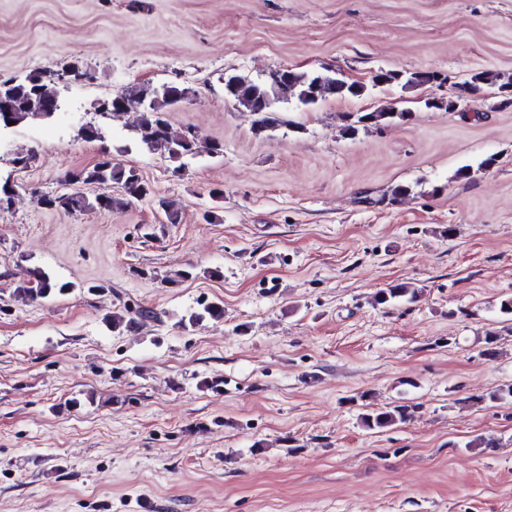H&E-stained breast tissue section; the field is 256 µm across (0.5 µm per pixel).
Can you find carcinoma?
Here are the masks:
<instances>
[{
  "mask_svg": "<svg viewBox=\"0 0 512 512\" xmlns=\"http://www.w3.org/2000/svg\"><path fill=\"white\" fill-rule=\"evenodd\" d=\"M431 73L416 71L402 73L398 71L379 72L384 84H399L403 88L423 86L430 80ZM61 74L51 71H39L31 74L30 79L14 85V93L6 105L0 104V112L8 110L13 125L18 126L31 120H47L52 114L45 107L56 97V85ZM167 91L155 92L148 84L132 86L127 92L109 99L106 115L117 117L135 115L131 125L133 139L151 151L160 153L174 164L173 172L179 173L185 166V160L201 153L219 155L224 145L218 141L201 139L197 132L187 127L181 132H173L166 118L167 112L175 108L177 97L184 94L188 87L175 82L167 83ZM486 87L498 89L501 97L512 101V78L504 79L492 70L473 73L470 79L457 85L458 97H473ZM366 85L359 81H348L342 77L317 71L288 69V78L274 83L272 79L253 80L241 74H229L224 79V95L234 100L243 110L254 116V131L257 134L272 131L285 124L274 111L278 102L293 101L303 107H313L331 97H359L365 93ZM407 112L378 110L359 113L344 128L345 135L353 137L359 128L381 126L395 120L405 121ZM64 182L72 188L62 192L33 196L37 205L64 213L89 210L112 211L131 205L151 195L149 184L133 166L115 161L112 151H103L90 166L77 169L64 177ZM96 188L91 195L84 187ZM120 188L121 196L112 195V188ZM75 285L52 277L43 267L33 265L23 269V273L14 281L12 296L24 301L34 302L69 294ZM420 289L410 282H400L378 291L373 301L382 306L411 304L418 300ZM224 318V306L208 299H199L196 306L180 319L183 327L194 326L206 319ZM158 319V314L141 306L124 305V313H114L109 318L114 331H134L148 320ZM410 406L393 405L384 410L366 413L361 417L362 425L371 431L390 428L407 421Z\"/></svg>",
  "mask_w": 512,
  "mask_h": 512,
  "instance_id": "obj_1",
  "label": "carcinoma"
}]
</instances>
